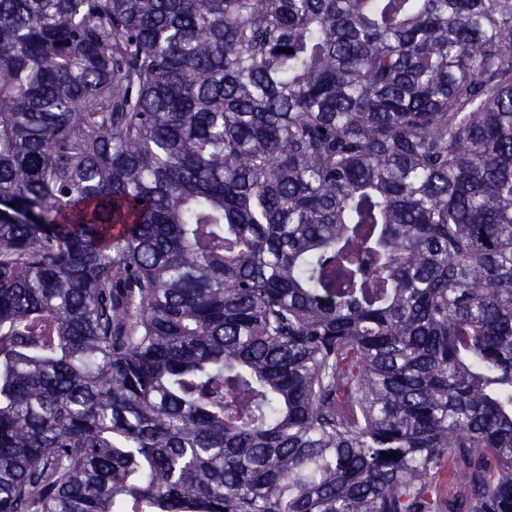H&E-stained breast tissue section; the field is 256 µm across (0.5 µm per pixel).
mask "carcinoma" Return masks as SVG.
Masks as SVG:
<instances>
[{"label":"carcinoma","instance_id":"cac0c4a2","mask_svg":"<svg viewBox=\"0 0 512 512\" xmlns=\"http://www.w3.org/2000/svg\"><path fill=\"white\" fill-rule=\"evenodd\" d=\"M445 508L512 512V0H0V512Z\"/></svg>","mask_w":512,"mask_h":512}]
</instances>
